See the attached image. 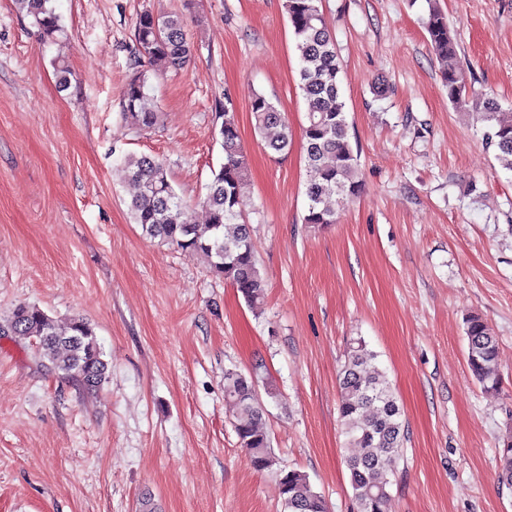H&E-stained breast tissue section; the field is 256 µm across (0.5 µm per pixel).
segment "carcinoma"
<instances>
[{
	"mask_svg": "<svg viewBox=\"0 0 512 512\" xmlns=\"http://www.w3.org/2000/svg\"><path fill=\"white\" fill-rule=\"evenodd\" d=\"M15 5L32 19L44 40L54 42L65 34L53 0H15ZM284 9L300 61L299 88L307 105L302 129L308 198L304 223L322 228L336 223L334 202L361 190L358 148L350 140L340 91V63L319 0H284ZM424 29L441 64L448 101L457 109L472 111L499 165L512 171V118L501 112L496 99L469 90L457 43L438 8L430 9ZM135 42L137 66L145 59L151 65L177 71L192 54L183 19L175 13L142 12L136 23ZM148 80L147 73L140 70L124 89V118L138 129H150L160 118L147 92ZM251 112L255 130L267 147L276 153L288 151L293 132L284 113L260 93L252 96ZM219 117L225 161L201 201L207 222L198 224L193 220L191 205L171 185L163 160L145 154H130L123 159L131 216L147 238L203 259L210 272L228 281L251 308L258 310L264 301V283L251 227L243 219L241 196V186L248 177L247 158L234 116L224 111ZM5 323L4 327L0 325V332L34 341L42 365L75 381L83 390L95 392L107 379L108 363L84 319L73 318L61 326L40 307L23 304ZM466 337L471 371L485 388L497 389L496 337L479 316L466 320ZM375 359L376 355L359 340L347 352L339 376L343 433L358 448L347 462L354 512H384L391 477L407 437L400 405ZM224 397L236 409L235 431L251 466L258 472L273 471L270 436L264 427L265 408L253 390L252 378L228 372ZM275 475L284 512H328L324 499L313 490L305 474L280 469ZM498 480L512 486V435L504 442Z\"/></svg>",
	"mask_w": 512,
	"mask_h": 512,
	"instance_id": "cac0c4a2",
	"label": "carcinoma"
}]
</instances>
